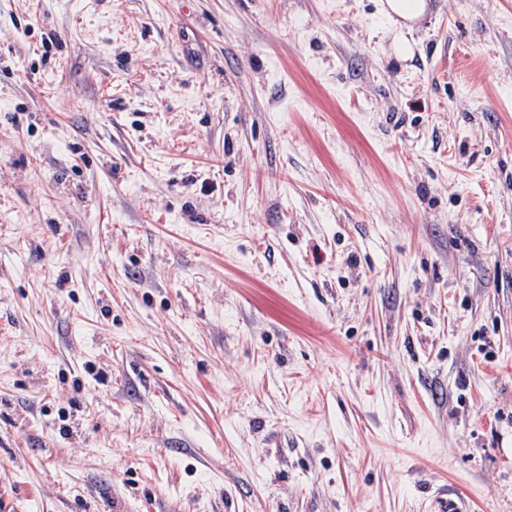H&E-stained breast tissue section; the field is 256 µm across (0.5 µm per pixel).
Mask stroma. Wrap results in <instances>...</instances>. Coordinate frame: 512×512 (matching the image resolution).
I'll list each match as a JSON object with an SVG mask.
<instances>
[{"label":"stroma","mask_w":512,"mask_h":512,"mask_svg":"<svg viewBox=\"0 0 512 512\" xmlns=\"http://www.w3.org/2000/svg\"><path fill=\"white\" fill-rule=\"evenodd\" d=\"M0 0V512H512V0ZM423 0H386L382 9L388 15H396L406 20L419 17L425 10Z\"/></svg>","instance_id":"1"}]
</instances>
